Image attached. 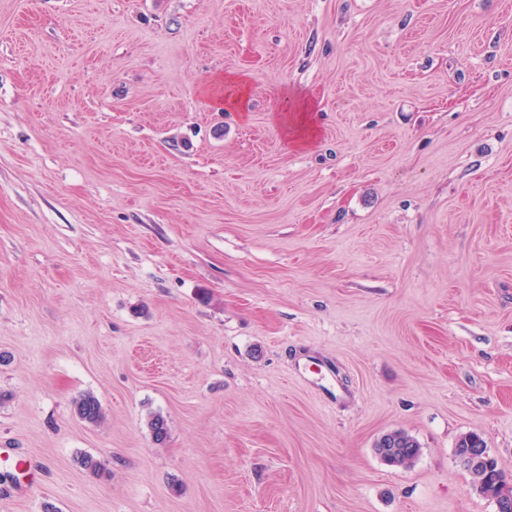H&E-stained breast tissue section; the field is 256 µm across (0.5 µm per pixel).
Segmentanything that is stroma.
Wrapping results in <instances>:
<instances>
[{
  "label": "stroma",
  "instance_id": "1",
  "mask_svg": "<svg viewBox=\"0 0 512 512\" xmlns=\"http://www.w3.org/2000/svg\"><path fill=\"white\" fill-rule=\"evenodd\" d=\"M0 352V512H497L512 0H0ZM221 92L214 94L208 91V99L225 108L235 109L243 112L248 96V80L242 74H227L221 79ZM226 88V92H222V88ZM286 107L275 113L274 120L282 128L291 145L297 148H307L314 143L317 127L313 118L316 106L308 98H288ZM74 409L77 416L91 424H99L104 419L99 400L90 393L81 395L74 402ZM388 441L393 442L394 450H385L378 448V440L374 448L382 461L391 466H408L413 463L420 455L418 442L406 432L401 430L390 431L387 434ZM479 443L485 444L484 441L476 434L469 433L462 436L456 444V458L460 455L467 454L470 451V448H474L475 445ZM482 448L483 447L474 448L465 459L461 460V463L469 467L479 465L473 469L465 468L473 475L474 487L479 489L480 495L491 498L497 502L499 508L498 512H512V498H503L497 483L499 472H503V470L499 467L495 458H493L488 465H480L481 462L485 461L484 457L486 456V453L481 452Z\"/></svg>",
  "mask_w": 512,
  "mask_h": 512
}]
</instances>
